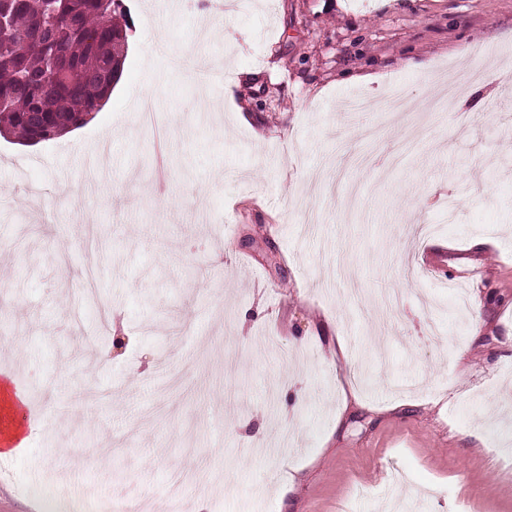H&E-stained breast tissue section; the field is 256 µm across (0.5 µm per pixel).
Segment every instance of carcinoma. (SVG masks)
I'll use <instances>...</instances> for the list:
<instances>
[{
    "label": "carcinoma",
    "instance_id": "cac0c4a2",
    "mask_svg": "<svg viewBox=\"0 0 512 512\" xmlns=\"http://www.w3.org/2000/svg\"><path fill=\"white\" fill-rule=\"evenodd\" d=\"M13 35L0 42V136L46 142L93 118L124 65L121 0H0Z\"/></svg>",
    "mask_w": 512,
    "mask_h": 512
}]
</instances>
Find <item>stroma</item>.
Instances as JSON below:
<instances>
[{
	"label": "stroma",
	"mask_w": 512,
	"mask_h": 512,
	"mask_svg": "<svg viewBox=\"0 0 512 512\" xmlns=\"http://www.w3.org/2000/svg\"><path fill=\"white\" fill-rule=\"evenodd\" d=\"M241 3L124 0L96 117L0 138V512H512V0ZM0 376V457L8 458L17 454L20 448H24L27 441V437L15 426L12 419L13 413L19 410L27 399L21 391L14 387L10 375Z\"/></svg>",
	"instance_id": "stroma-1"
}]
</instances>
